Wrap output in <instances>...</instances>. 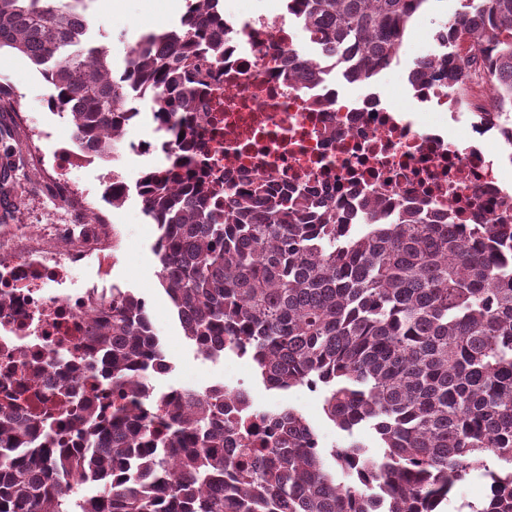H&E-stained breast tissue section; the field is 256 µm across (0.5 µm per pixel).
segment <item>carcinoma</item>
<instances>
[{
	"label": "carcinoma",
	"instance_id": "1",
	"mask_svg": "<svg viewBox=\"0 0 512 512\" xmlns=\"http://www.w3.org/2000/svg\"><path fill=\"white\" fill-rule=\"evenodd\" d=\"M429 0H287L300 5L317 54L370 82L397 59ZM448 41L484 54L493 106L512 113V0H463ZM86 15L61 0H0V49L41 67L68 111L75 143L112 155L114 131L149 98L172 122L224 56L219 0H198L174 29L145 34L120 75L105 48L81 47ZM464 62L444 55L413 74L456 87ZM192 144L147 173L158 278L184 336L206 359L248 357L268 390L323 393L348 436L325 450L293 408L261 409L246 390L155 393L170 365L145 299L112 289L88 326L100 356L64 368L52 409L76 412L72 438L0 410V512H443L483 472L469 512H512V224H452L436 201L374 207L359 223L308 186L242 194L210 207L190 168ZM100 374L112 413L75 381ZM332 458L333 466L327 465ZM90 486L93 494L72 496ZM477 474L479 473H473L467 480L458 486L457 494L448 504L447 512H454L452 505L462 498L473 501L476 504L480 503L485 498L487 486L484 481L477 478Z\"/></svg>",
	"mask_w": 512,
	"mask_h": 512
}]
</instances>
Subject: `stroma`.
<instances>
[{"mask_svg": "<svg viewBox=\"0 0 512 512\" xmlns=\"http://www.w3.org/2000/svg\"><path fill=\"white\" fill-rule=\"evenodd\" d=\"M460 7V0H431L429 7L417 13L404 36L398 58L379 74L372 87L383 103L404 111L414 109L411 91L399 82L398 76L431 49L434 29ZM186 9L187 0H90L86 14L93 40L108 46L112 70L118 74L124 70L131 49L143 34L178 24ZM51 92V85L28 58L0 49V151L8 150L12 174L8 182L0 181V225L70 221L66 205L54 196L45 173L52 165L54 150L65 144L69 127L66 120L49 110L46 98ZM19 110L25 112L27 119L22 127L14 119ZM159 162V157L154 155L138 157L123 152L72 169L71 178L110 215L121 243L106 275H99L96 266L88 264L76 270V277L100 280L107 288H127L146 300L153 327L170 364L167 373L150 378L157 391L203 389L218 383L242 385L251 391L257 407L290 406L300 410L316 428L323 447L332 448L345 435L327 419L321 393L304 387L285 392L265 390L249 358L229 354L215 362L206 360L185 338L157 277L160 265L153 244L158 228L145 215L135 188L140 172ZM113 170L126 174L129 184L126 199L118 207L106 197L102 182L105 173Z\"/></svg>", "mask_w": 512, "mask_h": 512, "instance_id": "obj_1", "label": "stroma"}]
</instances>
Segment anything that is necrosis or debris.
<instances>
[{"mask_svg":"<svg viewBox=\"0 0 512 512\" xmlns=\"http://www.w3.org/2000/svg\"><path fill=\"white\" fill-rule=\"evenodd\" d=\"M304 31L278 12L225 16L217 78L197 88L186 114L208 193L269 179L278 187L310 184L343 214L368 202L390 212L424 198L461 224L512 218V113L489 108L478 52H461L469 71L460 89L413 84L420 109L405 112L371 91L347 94L326 56L315 60L326 78L299 80L287 49ZM88 159L58 155L53 173L61 201L79 205L87 225L0 229V408L8 393L24 389L11 406L23 419L41 411L64 365L61 349L80 359L90 319L112 300L98 284L70 285L73 269L119 248L92 197L68 176Z\"/></svg>","mask_w":512,"mask_h":512,"instance_id":"necrosis-or-debris-1","label":"necrosis or debris"}]
</instances>
